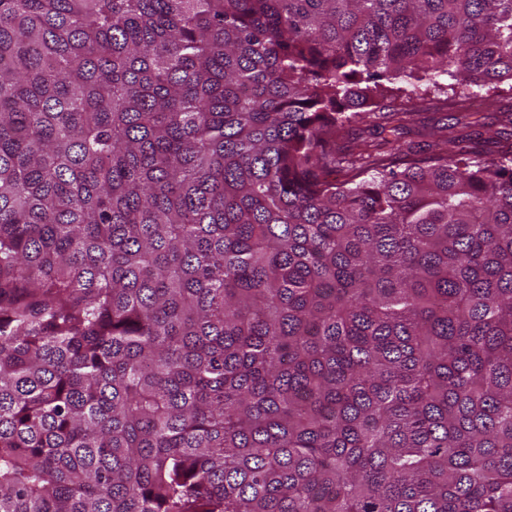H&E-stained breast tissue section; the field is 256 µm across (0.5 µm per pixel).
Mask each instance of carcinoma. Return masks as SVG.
Segmentation results:
<instances>
[{
	"mask_svg": "<svg viewBox=\"0 0 512 512\" xmlns=\"http://www.w3.org/2000/svg\"><path fill=\"white\" fill-rule=\"evenodd\" d=\"M512 0H0V512H512ZM438 81L443 87L442 91H434L435 88L427 87L426 84L420 82L417 83L419 85L417 96L410 102H407L405 97H392L385 100L384 103L390 105L389 108L406 107L413 108L416 112H419L413 116L414 120L407 124L406 130H404L405 133L402 135V141L411 142L416 147L424 146L427 141L431 140L428 134L432 130H435V133L438 135L447 134L451 136V131L438 129L444 123H448L445 120L446 115L454 112L450 107L454 95L449 89L450 87L447 86L454 83V81L446 75L439 77ZM423 124L426 126L425 129L422 128ZM500 88L492 89L485 93L482 90L477 95L471 96L465 101V111L476 113V117L480 123L485 124V128L480 129L483 133L481 138H475L468 143L470 150L477 155H484L489 150H503L504 152H512V138L503 135L499 144H489L485 141L488 136H496L497 131H502L505 124L506 114L499 113V107L502 103L512 101V92L509 91V85L503 83ZM509 138L508 140L506 138ZM498 146V147H494ZM473 155V157L475 156Z\"/></svg>",
	"mask_w": 512,
	"mask_h": 512,
	"instance_id": "cac0c4a2",
	"label": "carcinoma"
}]
</instances>
